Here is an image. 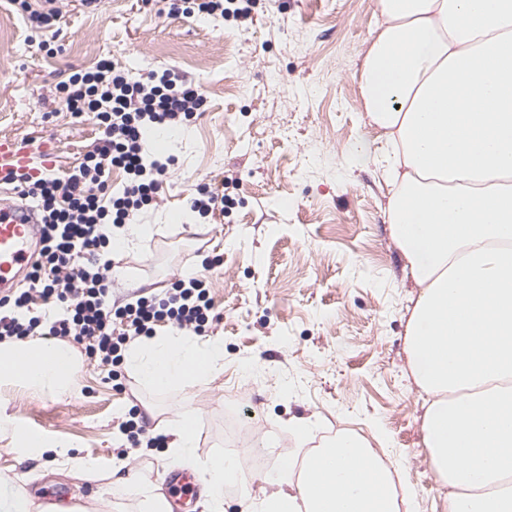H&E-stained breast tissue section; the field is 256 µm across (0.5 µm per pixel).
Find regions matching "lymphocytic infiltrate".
Returning <instances> with one entry per match:
<instances>
[{
	"mask_svg": "<svg viewBox=\"0 0 512 512\" xmlns=\"http://www.w3.org/2000/svg\"><path fill=\"white\" fill-rule=\"evenodd\" d=\"M58 91L73 115H93L100 143L68 172L42 173L20 183L23 197L41 214L42 248L26 289L0 301V341L70 337L109 367L131 337L150 334L153 322L165 319L197 332L215 314L211 283L202 274L178 281L158 303L140 298L116 309L108 291L113 225L126 223L132 211L159 194L173 163L146 153L144 133L150 127L181 126L203 99L176 73L164 72L144 85L105 59L69 76ZM115 167L127 175L118 191L110 180ZM118 319L126 323L120 334L113 329Z\"/></svg>",
	"mask_w": 512,
	"mask_h": 512,
	"instance_id": "obj_1",
	"label": "lymphocytic infiltrate"
}]
</instances>
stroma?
Wrapping results in <instances>:
<instances>
[{
    "instance_id": "stroma-1",
    "label": "stroma",
    "mask_w": 512,
    "mask_h": 512,
    "mask_svg": "<svg viewBox=\"0 0 512 512\" xmlns=\"http://www.w3.org/2000/svg\"><path fill=\"white\" fill-rule=\"evenodd\" d=\"M54 31L30 28L0 0V136L52 139L66 171L98 143L94 120L75 118L59 83L101 58L129 80L172 69L197 83L200 112L181 131L151 136L175 159L164 191L136 212L153 236L118 251L113 302L163 298L180 279L208 275L220 314L201 331L224 343V368L160 392L127 365L120 378L85 360L70 394L6 390L17 425L73 444L112 471L160 484L165 447H130L123 423L145 415L149 433L191 414L203 462L285 444L287 455L342 433L388 454L414 492L412 512H445L446 490L423 443V401L408 367L405 331L416 294L393 242L390 188L355 161L373 140L359 86L361 51L374 33L375 0H251L248 17H187L167 0H57ZM223 184V213L204 218L188 197ZM249 409L262 421L228 441L224 427ZM311 421L308 433L296 425ZM0 476L18 477L42 512H96L98 482L59 474L51 456L21 459L0 441Z\"/></svg>"
}]
</instances>
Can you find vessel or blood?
Instances as JSON below:
<instances>
[{
  "instance_id": "b4317fda",
  "label": "vessel or blood",
  "mask_w": 512,
  "mask_h": 512,
  "mask_svg": "<svg viewBox=\"0 0 512 512\" xmlns=\"http://www.w3.org/2000/svg\"><path fill=\"white\" fill-rule=\"evenodd\" d=\"M55 165V150L50 141L0 137V180L34 175L39 169L49 170ZM39 236L35 208L22 203L17 190H0V296L10 293L17 275L29 267L33 243ZM166 482L178 493L181 503L194 501L197 480L193 473L176 469L167 474Z\"/></svg>"
}]
</instances>
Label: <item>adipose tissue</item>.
<instances>
[{
	"label": "adipose tissue",
	"mask_w": 512,
	"mask_h": 512,
	"mask_svg": "<svg viewBox=\"0 0 512 512\" xmlns=\"http://www.w3.org/2000/svg\"><path fill=\"white\" fill-rule=\"evenodd\" d=\"M376 10L360 84L377 144L353 154L392 187L391 237L418 290L406 350L426 397L424 445L448 512H512V0H376ZM126 363L164 390L223 369L224 349L158 336L132 343ZM81 368L64 341L0 343V392L62 394ZM1 438L21 456L95 470L67 443L20 433L0 395ZM291 467L281 459L277 475L247 489L244 512H400L412 500L354 436L319 449L298 482ZM201 474L208 512H224L237 470L220 458ZM123 496L142 512L168 507L132 478L101 485L98 503Z\"/></svg>",
	"instance_id": "obj_1"
}]
</instances>
